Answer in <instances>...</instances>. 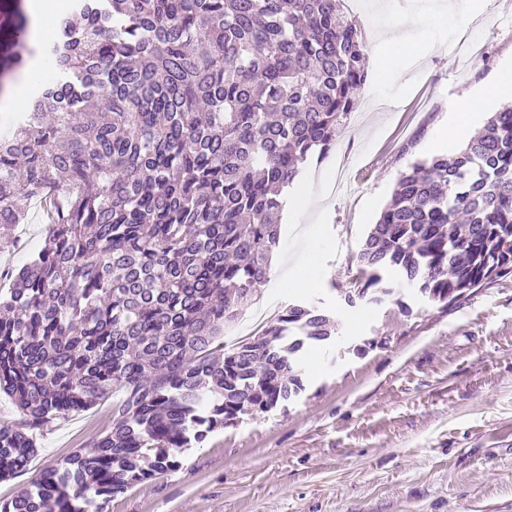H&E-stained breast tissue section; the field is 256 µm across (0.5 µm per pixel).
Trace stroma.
<instances>
[{
	"instance_id": "stroma-1",
	"label": "stroma",
	"mask_w": 512,
	"mask_h": 512,
	"mask_svg": "<svg viewBox=\"0 0 512 512\" xmlns=\"http://www.w3.org/2000/svg\"><path fill=\"white\" fill-rule=\"evenodd\" d=\"M364 3L369 85L386 107L358 96L336 151L303 170V192L324 205L286 217L259 299L325 308L335 340L306 354L298 397L178 449L176 469L115 494L103 512H512V274L447 306L407 287L377 305L344 302L400 175L437 154L458 103L512 65V0H486L460 28L417 24L439 0ZM394 29L404 32L396 48ZM388 66L395 81L381 75ZM340 153L352 189L330 195L314 174L333 173ZM26 211L0 237L1 267L26 265L44 241L38 204ZM111 425L108 398L55 421L27 470L0 482V500Z\"/></svg>"
}]
</instances>
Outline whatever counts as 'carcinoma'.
I'll list each match as a JSON object with an SVG mask.
<instances>
[{
	"label": "carcinoma",
	"mask_w": 512,
	"mask_h": 512,
	"mask_svg": "<svg viewBox=\"0 0 512 512\" xmlns=\"http://www.w3.org/2000/svg\"><path fill=\"white\" fill-rule=\"evenodd\" d=\"M31 42L21 3L0 99L33 57L53 77L0 130V236L55 201L44 245L0 287V481L54 421L110 394L112 427L0 512H103L248 412L304 391L330 316L293 304L224 345L279 246L288 189L370 80L341 0H66ZM359 300L396 272L428 302L512 273V108L448 157L411 164L358 253Z\"/></svg>",
	"instance_id": "1"
}]
</instances>
